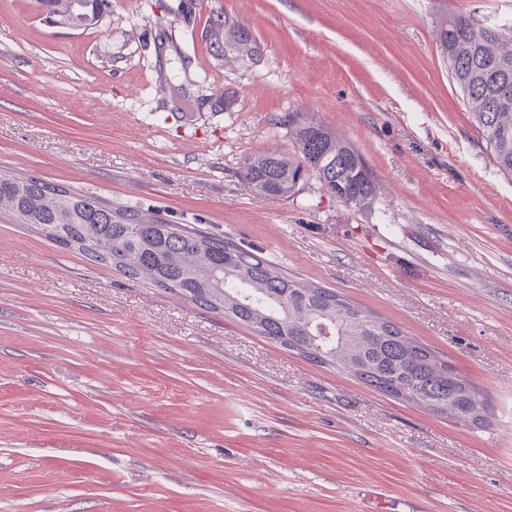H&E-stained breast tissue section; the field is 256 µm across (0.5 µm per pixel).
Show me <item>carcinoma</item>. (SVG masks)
I'll list each match as a JSON object with an SVG mask.
<instances>
[{
    "label": "carcinoma",
    "instance_id": "carcinoma-1",
    "mask_svg": "<svg viewBox=\"0 0 512 512\" xmlns=\"http://www.w3.org/2000/svg\"><path fill=\"white\" fill-rule=\"evenodd\" d=\"M104 0H40L55 24L87 28ZM472 12L448 16L440 43L448 72L498 170L512 178V27L492 39L470 29ZM240 25L209 17L207 36L218 51L241 58L259 53L239 40ZM293 153L247 156L242 178L264 197L288 198L311 173L343 203L371 204L376 183L361 155L306 112L288 114ZM33 227L58 247L77 251L130 278L146 276L192 304L248 328L315 363L343 369L365 385L428 411L484 421L474 388L431 349L412 343L395 323L338 292L281 272L262 253L186 224L156 219L132 207L38 176L0 169V211Z\"/></svg>",
    "mask_w": 512,
    "mask_h": 512
}]
</instances>
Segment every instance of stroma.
<instances>
[{
	"label": "stroma",
	"mask_w": 512,
	"mask_h": 512,
	"mask_svg": "<svg viewBox=\"0 0 512 512\" xmlns=\"http://www.w3.org/2000/svg\"><path fill=\"white\" fill-rule=\"evenodd\" d=\"M512 0H0V169L262 248L475 385L477 425L380 393L0 214V512H512V178L438 40ZM260 54L218 55L214 13ZM307 112L369 207L251 191ZM105 0H40L47 18L54 24L66 27L95 25L101 14Z\"/></svg>",
	"instance_id": "obj_1"
}]
</instances>
